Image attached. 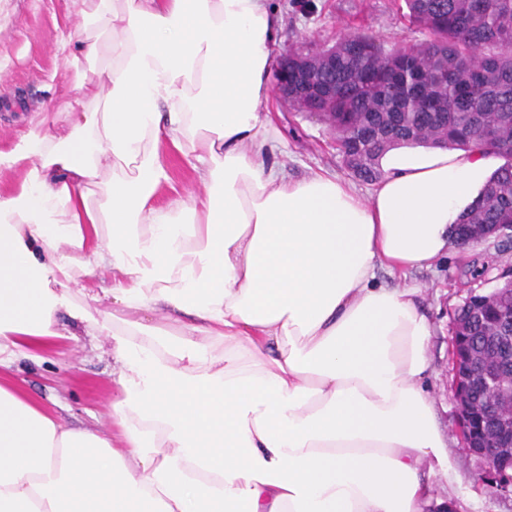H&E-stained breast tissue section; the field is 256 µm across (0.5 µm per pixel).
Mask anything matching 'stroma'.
Instances as JSON below:
<instances>
[{
	"label": "stroma",
	"mask_w": 512,
	"mask_h": 512,
	"mask_svg": "<svg viewBox=\"0 0 512 512\" xmlns=\"http://www.w3.org/2000/svg\"><path fill=\"white\" fill-rule=\"evenodd\" d=\"M403 0H272L282 18L279 53L302 39L330 43L349 30H366L394 43L417 40L418 32L403 17ZM9 17L0 29V55L9 58L0 76V146L12 143L28 118L45 104L63 108L70 97V77L60 66L57 42L61 33L80 32L79 18L67 14L65 0H9ZM282 145L269 154L289 177L325 172L349 178L336 151L334 136L323 122L282 108L269 98ZM492 252L477 247L468 254L449 250L431 267L402 274L380 270L391 287L412 284L434 325L428 350V386L436 400L437 422L448 440V457L458 475L448 499L453 512H512V497L489 490L479 481L482 460L467 454L456 438V405L452 398L449 338L456 309L473 294L491 292L497 284ZM112 352L107 336H85L42 350L39 358L22 359L13 370L26 388L68 425L112 429Z\"/></svg>",
	"instance_id": "stroma-1"
}]
</instances>
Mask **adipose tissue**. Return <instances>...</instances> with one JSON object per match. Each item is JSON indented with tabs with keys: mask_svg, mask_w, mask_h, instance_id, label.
I'll use <instances>...</instances> for the list:
<instances>
[{
	"mask_svg": "<svg viewBox=\"0 0 512 512\" xmlns=\"http://www.w3.org/2000/svg\"><path fill=\"white\" fill-rule=\"evenodd\" d=\"M63 115L0 148V512H426L454 475L422 387L420 291L501 164L398 146L369 196L263 160L269 0H68ZM169 142L205 192L160 205ZM109 270L96 314L82 296ZM105 334L112 430L73 428L15 359Z\"/></svg>",
	"mask_w": 512,
	"mask_h": 512,
	"instance_id": "obj_1",
	"label": "adipose tissue"
}]
</instances>
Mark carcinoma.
Instances as JSON below:
<instances>
[{"instance_id": "1", "label": "carcinoma", "mask_w": 512, "mask_h": 512, "mask_svg": "<svg viewBox=\"0 0 512 512\" xmlns=\"http://www.w3.org/2000/svg\"><path fill=\"white\" fill-rule=\"evenodd\" d=\"M423 39L387 44L367 31L336 40L322 80L336 90V146L358 180L381 177L377 158L398 144L475 145L504 159L458 220L471 244L512 225V0H404ZM491 299L500 335L512 334V303ZM456 319L492 354L487 317L461 309Z\"/></svg>"}]
</instances>
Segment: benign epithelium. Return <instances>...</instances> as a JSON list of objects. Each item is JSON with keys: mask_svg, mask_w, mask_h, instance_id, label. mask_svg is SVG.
Returning a JSON list of instances; mask_svg holds the SVG:
<instances>
[{"mask_svg": "<svg viewBox=\"0 0 512 512\" xmlns=\"http://www.w3.org/2000/svg\"><path fill=\"white\" fill-rule=\"evenodd\" d=\"M329 56L322 47L288 63L283 55L278 66L275 96L283 103L293 102L296 110L306 111V92L317 85L314 72ZM463 324L451 331L452 394L457 406L458 433L463 450L487 464L484 484L501 494L512 495V336L499 337L500 356L479 359L460 348ZM482 384L485 398L472 399L475 383Z\"/></svg>", "mask_w": 512, "mask_h": 512, "instance_id": "obj_1", "label": "benign epithelium"}]
</instances>
